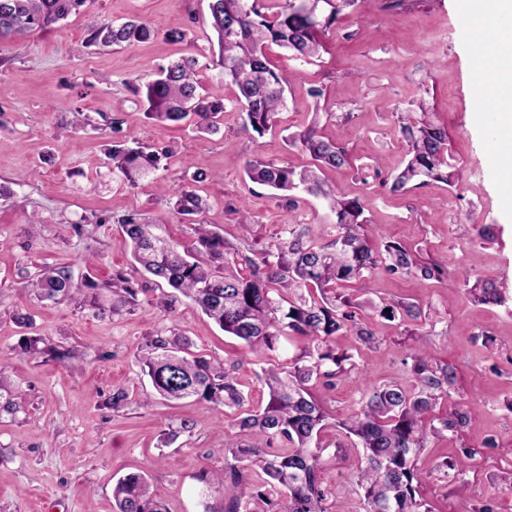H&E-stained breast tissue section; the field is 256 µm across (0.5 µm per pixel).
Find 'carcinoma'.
I'll return each instance as SVG.
<instances>
[{
	"label": "carcinoma",
	"mask_w": 512,
	"mask_h": 512,
	"mask_svg": "<svg viewBox=\"0 0 512 512\" xmlns=\"http://www.w3.org/2000/svg\"><path fill=\"white\" fill-rule=\"evenodd\" d=\"M356 0H285L269 16L261 0H209L211 26L217 34V64L224 81L235 87V106L243 125L261 135L274 124L284 106L288 76L270 67V45L288 49L293 58L314 57L320 37L336 21L344 6ZM85 0H0V38H21L35 29L48 28L83 6ZM153 35L138 20L118 25L102 24L89 35L91 45H132ZM198 60L182 59L160 69L157 77L137 81L133 91L148 118L181 124L192 119L198 131L218 130L217 119L225 112L219 93L198 91L195 74ZM401 133L409 145L405 166L393 177L390 190L400 192L410 183L430 181L453 184L448 163V129L435 122L432 113L411 112L401 118ZM309 156L302 168L278 165L260 159L246 165L249 179L277 192L302 189L330 200L336 234L324 244L304 240V231L291 227L288 241L280 242L256 258L240 252L214 229L198 224L197 238L187 247L158 233L160 225L143 224L135 214L118 220L122 243L130 249L133 270L152 277L191 298L225 333L251 348L274 352L283 338L300 336L307 345L300 352L273 365L264 373L269 400L261 411L241 412L234 423L280 445L279 451L257 445L230 444L231 461L210 485L222 493L221 512H329V491L322 485L319 437L328 423L321 397L313 388L332 389L336 382L357 369L353 356L339 350L333 338L349 333L363 347L377 344L378 334L370 321L361 317V305L334 289L358 285L367 290L366 272L383 266L399 276L435 278L442 266L425 262L416 250L399 242L375 246L378 231L363 217L358 198H350L325 184V168L350 163L346 146L327 138L311 126L289 136ZM112 172L135 187L159 169L167 152L125 144L112 146ZM182 216L198 215L205 209L202 198L184 189L173 203ZM250 269L239 274L237 266ZM478 302L501 305L504 296L489 279L465 282ZM38 296L55 302H74L102 309L100 290L112 292L109 309L118 312L137 301V280L118 273L112 283L99 284L87 274L76 281L66 267L47 268L30 281ZM422 311L414 302L394 301L383 305L385 320L416 321ZM40 337L26 338L25 349L59 362L73 363L74 349L64 345L39 347ZM410 386L387 383L369 385L363 391L360 412L338 426L357 440L363 449L364 466L357 471V484L364 492L365 512H431L420 496L423 471L416 460L428 440L445 438L475 422L478 410L459 407L445 417H434L438 400L450 395L457 373L452 366L435 367L426 349L410 354ZM142 372L153 391L174 401L193 398L213 408L239 409L244 395L237 378L224 362L197 355L189 343L157 336L146 342L140 355ZM477 451L463 446L451 460L436 465L439 470L462 471L475 460ZM255 471V484L247 472ZM287 505L279 509L277 496ZM116 512H166L154 499L146 477L129 473L112 488Z\"/></svg>",
	"instance_id": "cac0c4a2"
}]
</instances>
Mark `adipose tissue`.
<instances>
[{"mask_svg": "<svg viewBox=\"0 0 512 512\" xmlns=\"http://www.w3.org/2000/svg\"><path fill=\"white\" fill-rule=\"evenodd\" d=\"M460 7L464 23L485 32L489 43L473 81L495 118L491 145L497 180L504 204L512 210V0H460Z\"/></svg>", "mask_w": 512, "mask_h": 512, "instance_id": "1", "label": "adipose tissue"}]
</instances>
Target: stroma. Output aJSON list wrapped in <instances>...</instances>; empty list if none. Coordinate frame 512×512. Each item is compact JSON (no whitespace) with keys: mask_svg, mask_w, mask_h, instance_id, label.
I'll return each mask as SVG.
<instances>
[{"mask_svg":"<svg viewBox=\"0 0 512 512\" xmlns=\"http://www.w3.org/2000/svg\"><path fill=\"white\" fill-rule=\"evenodd\" d=\"M208 4L86 0L50 28L0 40V385L22 397L20 411H0V512H112V486L131 472L147 475L167 512H220L224 502L208 482L223 469V448L237 428L224 409L191 400L174 406L157 397L143 405L151 385L140 370V348L155 336L187 339L193 351L233 368L245 406L253 410L268 401L260 380L267 355L224 333L189 299L170 313L153 306L160 291L148 278L137 305L117 314L41 300L27 280L44 267H68L77 279L89 272L103 282L113 272H129L118 221L130 213L187 245L199 220L218 225L247 253L287 240L296 224L329 241L335 217L326 201L303 192L276 195L245 174L258 157L304 164L288 136L314 123L342 141L352 158L349 166L326 171L328 183L359 197L382 240L420 249L444 269L438 279L372 269L370 290L357 299L379 332L377 345L362 347L350 335L335 339L358 370L323 394L332 416L320 436L328 504L364 512L356 483L363 451L348 445L338 422L359 411L366 385L409 384L407 355L422 343L432 363L457 371L456 389L436 414L471 404L480 415L458 434L428 441L417 459L430 473L420 493L432 512H471L496 489L504 491L512 475V412L504 406L512 399V302L476 303L464 281L493 279L512 295V214L497 190L492 117L476 109L472 72L480 49L477 40L461 35L457 0H405L400 6L356 0L322 35L323 48L311 61L270 46L271 68L288 76L287 105L261 135L243 127L234 89L215 63ZM130 18L150 25L154 37L132 46L87 45L94 27ZM176 21L188 36L173 44L164 32ZM187 57L199 61L203 91L224 95L226 110L215 133L148 119L130 89L132 80L151 78ZM313 87L322 88V98L310 96ZM421 103L448 129L455 180L394 192L391 181L408 150L398 117ZM135 141L170 155L156 178L130 188L113 175L108 149ZM194 171L208 173V180L192 183ZM189 188L208 203L196 219L171 208ZM244 210L251 215L246 230L239 223ZM33 217L35 229L25 231ZM478 224L497 225V241L478 240ZM394 300L418 303L422 318L402 323L379 317L380 307ZM21 314L32 316V328L19 325ZM32 335L75 349L78 366L25 351ZM119 389L128 394L126 405L109 408ZM489 438L495 447H485ZM463 445L478 451L465 474L435 471ZM500 502L502 512H512L511 494L504 491Z\"/></svg>","mask_w":512,"mask_h":512,"instance_id":"1","label":"stroma"}]
</instances>
